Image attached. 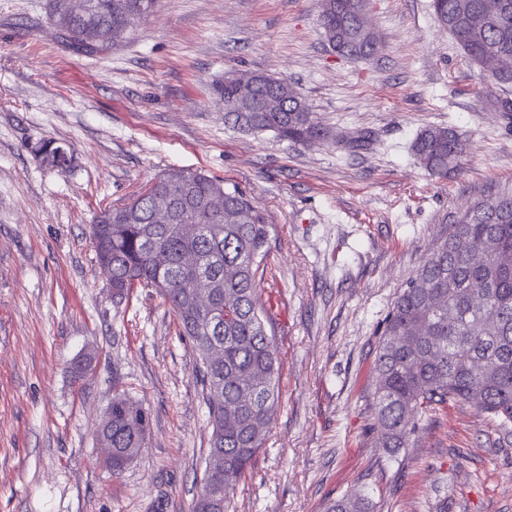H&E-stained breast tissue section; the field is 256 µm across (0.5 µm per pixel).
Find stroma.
<instances>
[{
	"instance_id": "1",
	"label": "stroma",
	"mask_w": 512,
	"mask_h": 512,
	"mask_svg": "<svg viewBox=\"0 0 512 512\" xmlns=\"http://www.w3.org/2000/svg\"><path fill=\"white\" fill-rule=\"evenodd\" d=\"M321 4L159 0L135 39L84 56L46 0H0V512H191L211 433L197 354L151 290L113 304L89 239L170 168L222 177L277 228L262 300L280 406L229 512H326L352 493L373 512H512V433L452 403L384 449L371 374L382 320L456 217L512 194V84L480 79L431 0H369L380 51L359 61L330 48ZM236 72L288 79L343 143L226 124L213 86ZM429 127L457 130L460 171L419 166ZM46 139L70 146L69 167L41 163ZM117 392L151 431L115 476L94 429Z\"/></svg>"
}]
</instances>
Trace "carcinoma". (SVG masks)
<instances>
[{
	"mask_svg": "<svg viewBox=\"0 0 512 512\" xmlns=\"http://www.w3.org/2000/svg\"><path fill=\"white\" fill-rule=\"evenodd\" d=\"M141 0H48V21L70 49L94 55L123 42L142 19ZM480 77L512 67V0H432ZM320 23L335 51L368 59L380 44L352 0H322ZM216 85L224 120L284 141H327L332 133L286 79L246 73ZM413 153L428 173L460 166L451 128L420 132ZM47 166H68L71 152L54 141L39 149ZM175 204L173 220L157 211ZM269 215L224 180L190 169L155 176L132 202L103 209L90 227L98 265L112 275V300L133 288L154 290L174 313L198 355L195 372L208 407L211 437L205 466L234 490L263 448L279 406L278 355L268 334L258 273L271 248ZM157 242V252L146 248ZM95 359L72 362L74 380ZM375 422L381 447L410 446L427 415L468 403L512 431V195L474 204L448 238L401 289L385 316L372 368ZM150 413L117 393L97 429L112 474L145 447ZM327 512H369L358 495L331 502Z\"/></svg>",
	"mask_w": 512,
	"mask_h": 512,
	"instance_id": "carcinoma-1",
	"label": "carcinoma"
}]
</instances>
